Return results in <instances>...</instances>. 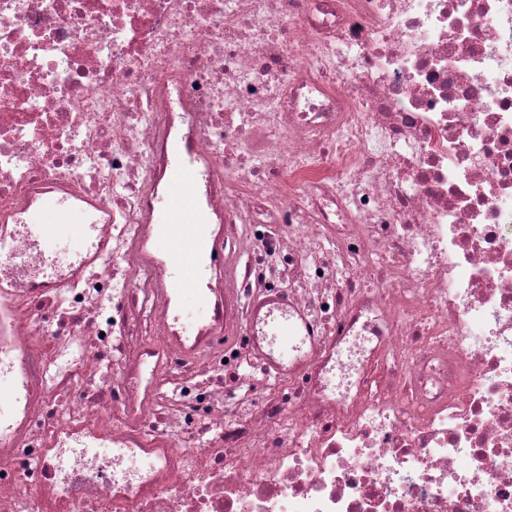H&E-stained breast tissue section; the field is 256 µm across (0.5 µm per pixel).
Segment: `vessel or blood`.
<instances>
[{"instance_id": "obj_1", "label": "vessel or blood", "mask_w": 512, "mask_h": 512, "mask_svg": "<svg viewBox=\"0 0 512 512\" xmlns=\"http://www.w3.org/2000/svg\"><path fill=\"white\" fill-rule=\"evenodd\" d=\"M174 176L164 192L152 201V222L168 245L164 264L171 287L167 316L177 323L186 338L195 337L208 321L217 319V311L206 303V259L211 248L209 215L198 189L206 174L187 162L182 147L171 152ZM72 215L59 198L46 196L26 219L36 244L52 250L55 264H73L72 252L63 245L60 233L72 228L79 237H87L89 225L72 224ZM256 318L251 324L255 353L268 372L282 375L305 354L306 340L299 335L298 313L276 295H259L253 300Z\"/></svg>"}]
</instances>
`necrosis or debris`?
Listing matches in <instances>:
<instances>
[{
    "label": "necrosis or debris",
    "mask_w": 512,
    "mask_h": 512,
    "mask_svg": "<svg viewBox=\"0 0 512 512\" xmlns=\"http://www.w3.org/2000/svg\"><path fill=\"white\" fill-rule=\"evenodd\" d=\"M177 141L195 346L147 249ZM47 193L97 243L51 286ZM0 244V512H512V0H0ZM264 292L314 349L260 392ZM171 158L174 176L164 192L152 201V224L160 240L168 245L164 264L168 271L170 302L167 317L177 323L187 339L202 326L216 320L218 313L206 303V259L211 226L198 189L206 173L186 161L185 151L176 145ZM189 260L190 263H186ZM191 297L192 300L186 298Z\"/></svg>",
    "instance_id": "4bbe7bcc"
}]
</instances>
